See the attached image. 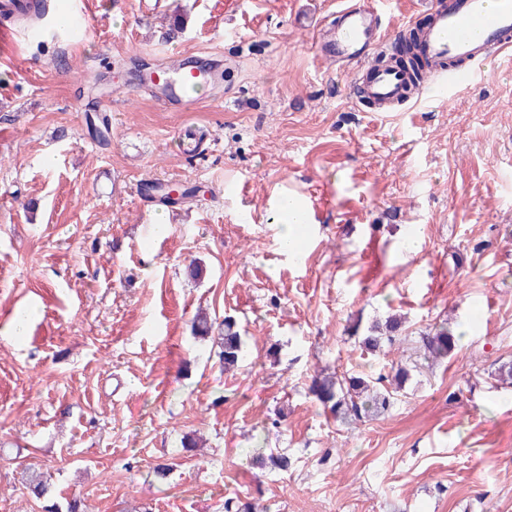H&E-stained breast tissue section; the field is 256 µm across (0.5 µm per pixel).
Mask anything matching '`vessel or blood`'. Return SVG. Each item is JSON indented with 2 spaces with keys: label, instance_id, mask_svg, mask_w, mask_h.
<instances>
[{
  "label": "vessel or blood",
  "instance_id": "b4317fda",
  "mask_svg": "<svg viewBox=\"0 0 512 512\" xmlns=\"http://www.w3.org/2000/svg\"><path fill=\"white\" fill-rule=\"evenodd\" d=\"M426 13L429 22L420 29L414 53L431 74L444 77L445 89L472 81L482 65L512 49V0H431ZM380 28L373 0H357L337 11L335 24L320 35L319 50L323 57L358 63L354 94L383 110L405 97L408 77L394 66L368 63L381 42ZM211 78L208 70L180 62L147 82L162 103L180 104Z\"/></svg>",
  "mask_w": 512,
  "mask_h": 512
}]
</instances>
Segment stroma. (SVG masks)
<instances>
[{"mask_svg":"<svg viewBox=\"0 0 512 512\" xmlns=\"http://www.w3.org/2000/svg\"><path fill=\"white\" fill-rule=\"evenodd\" d=\"M53 2L82 15L76 35L51 14L0 43V512H41L28 467L86 512H512V385L495 378L512 364V55L373 112L354 63L315 50L348 0ZM426 3L381 0L378 55ZM181 60L214 82L161 105L140 76ZM149 182L192 195L166 204ZM285 193L309 208L297 262L272 222ZM201 309L236 319L238 370L194 336ZM391 314L402 352L352 338ZM444 319L459 349L385 415L350 432L308 395L324 368L388 372ZM189 434L203 446L184 451ZM260 451L291 465L258 468Z\"/></svg>","mask_w":512,"mask_h":512,"instance_id":"1","label":"stroma"}]
</instances>
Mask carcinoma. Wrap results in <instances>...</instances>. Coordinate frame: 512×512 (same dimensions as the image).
Instances as JSON below:
<instances>
[{
  "mask_svg": "<svg viewBox=\"0 0 512 512\" xmlns=\"http://www.w3.org/2000/svg\"><path fill=\"white\" fill-rule=\"evenodd\" d=\"M404 69L408 70L412 80L421 78V65L412 51L396 58ZM404 321L400 317L389 316L383 321L373 323L368 335L361 340L362 346L372 352L387 345L389 347L401 341ZM462 334L448 329V323L434 324L421 336L418 359L402 361L391 366V373L378 377H362L347 372L318 373L313 376L310 392L330 414L343 425H356L385 414L393 406L399 393L411 377V371L423 359L430 365L444 362L455 354ZM214 343L220 348L219 358L224 370L238 368L245 355L244 344L236 323L224 319V331L214 337ZM27 482L33 495L41 499L48 493V483L43 475L32 472Z\"/></svg>",
  "mask_w": 512,
  "mask_h": 512,
  "instance_id": "carcinoma-1",
  "label": "carcinoma"
}]
</instances>
